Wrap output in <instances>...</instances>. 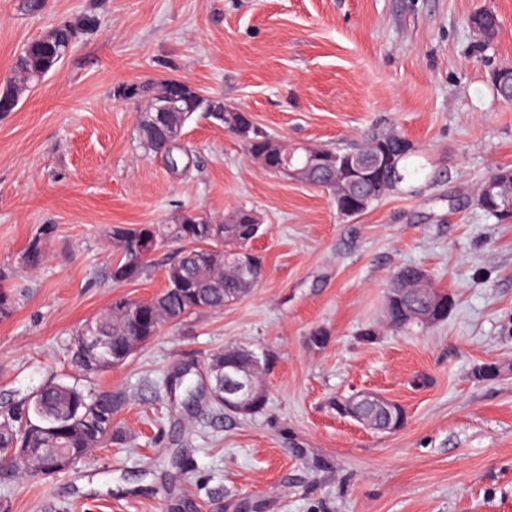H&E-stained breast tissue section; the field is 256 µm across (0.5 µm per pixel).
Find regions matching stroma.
Returning <instances> with one entry per match:
<instances>
[{
  "mask_svg": "<svg viewBox=\"0 0 512 512\" xmlns=\"http://www.w3.org/2000/svg\"><path fill=\"white\" fill-rule=\"evenodd\" d=\"M484 8L500 28L482 50L468 20ZM89 15L96 28L0 113V289L16 299L0 320V407L49 376L72 381L84 321L163 288L180 244L117 284L112 225L247 207L265 273L248 297L166 324L92 376L124 395L126 443L0 486L10 512H512V217L475 196L512 168V102L492 85L512 65V0H44L37 12L0 0V82L46 29ZM161 78L223 98L292 145L351 151L398 133L415 172L347 218L329 192L264 170L197 112L184 127L197 166L173 178L135 139L144 100L122 95ZM38 234L41 264L21 266ZM405 265L453 295L445 322L390 328L389 284ZM230 346L261 356L263 411L228 415L205 398L189 409L166 393L163 379L187 365L200 377ZM489 362L499 377L477 379ZM359 390L398 403L404 427L339 416L337 397Z\"/></svg>",
  "mask_w": 512,
  "mask_h": 512,
  "instance_id": "stroma-1",
  "label": "stroma"
}]
</instances>
